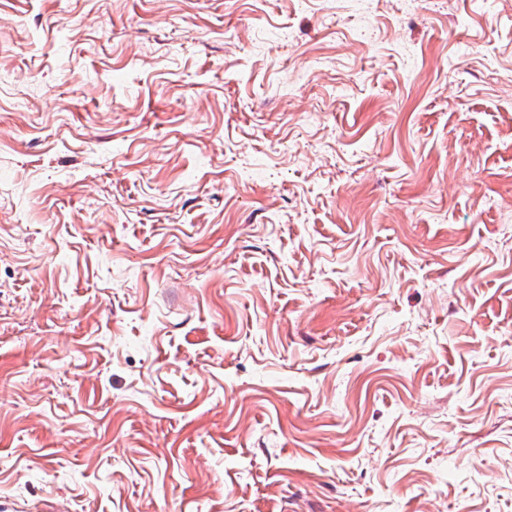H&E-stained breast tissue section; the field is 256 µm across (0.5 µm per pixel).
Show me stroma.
<instances>
[{
    "instance_id": "35a3bbf8",
    "label": "stroma",
    "mask_w": 512,
    "mask_h": 512,
    "mask_svg": "<svg viewBox=\"0 0 512 512\" xmlns=\"http://www.w3.org/2000/svg\"><path fill=\"white\" fill-rule=\"evenodd\" d=\"M512 512V0H0V512Z\"/></svg>"
}]
</instances>
